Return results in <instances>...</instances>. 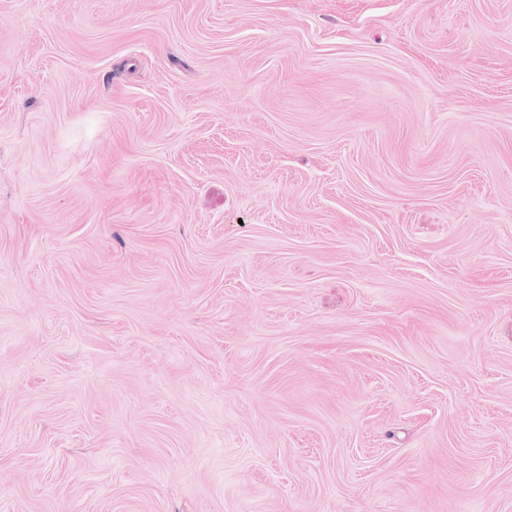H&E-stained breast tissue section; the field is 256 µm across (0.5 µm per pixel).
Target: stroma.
<instances>
[{"label":"stroma","instance_id":"35a3bbf8","mask_svg":"<svg viewBox=\"0 0 512 512\" xmlns=\"http://www.w3.org/2000/svg\"><path fill=\"white\" fill-rule=\"evenodd\" d=\"M0 512H512V0H0Z\"/></svg>","mask_w":512,"mask_h":512}]
</instances>
